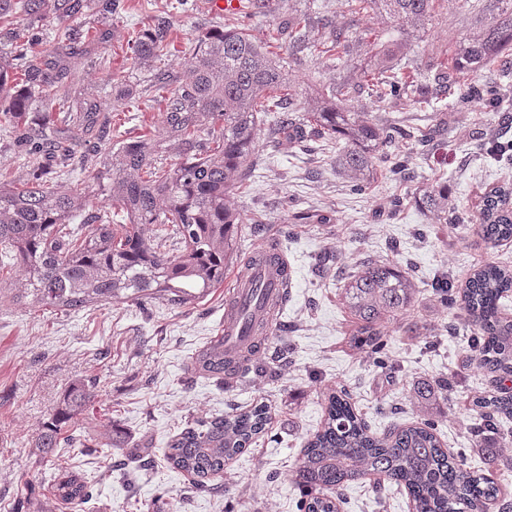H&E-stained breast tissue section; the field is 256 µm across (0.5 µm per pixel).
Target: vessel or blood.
<instances>
[{"label":"vessel or blood","instance_id":"b4317fda","mask_svg":"<svg viewBox=\"0 0 512 512\" xmlns=\"http://www.w3.org/2000/svg\"><path fill=\"white\" fill-rule=\"evenodd\" d=\"M287 288L285 279L275 265L264 257H257L249 271L235 283L232 291L234 306L244 307V314H233L224 320L220 336L225 351H232L251 344L252 337L246 329L247 319H260L268 303L283 300Z\"/></svg>","mask_w":512,"mask_h":512}]
</instances>
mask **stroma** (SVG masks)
<instances>
[{
  "mask_svg": "<svg viewBox=\"0 0 512 512\" xmlns=\"http://www.w3.org/2000/svg\"><path fill=\"white\" fill-rule=\"evenodd\" d=\"M176 2L128 0L129 10L113 20L112 38L100 49L103 65H92L78 51L72 70L92 85L106 71H130L134 31L149 16L168 13L170 51L161 64L182 71L190 59L185 48L202 31L236 21L217 0H192L186 12ZM284 11L325 16L351 40L347 62L337 66L315 52L295 60L287 48L277 49L295 104L310 106L323 86L347 80L357 87L348 101L352 110L395 125L434 128L435 138L423 151L403 141L387 148L391 157L411 155L410 181L395 180L384 163L377 180L356 191L337 171L334 143L301 148L261 132L257 166L232 201L244 224L239 251L254 252L266 238L279 239L295 280L281 316L285 329L274 332L269 348L258 354L260 362H275L272 376L254 374L228 388L192 369L198 352L224 328L230 286L183 306L160 297L64 311L13 301L17 276L1 277L0 512H300L301 491L291 471L324 422V391L345 388L357 412L380 433L416 422L411 387L420 379L448 380V399L431 414L437 434L468 469H484L481 448L494 433L480 428L470 402L490 390V379L466 365L472 331L456 309L434 304L431 287L446 271L461 285L483 264L512 267V243L494 245L476 231L483 194L512 183V154L496 148L512 142V73L499 63L482 70L481 84L499 98L495 105L461 90L431 110L399 100L386 105L359 73L393 26L386 14L351 11L346 0H287ZM497 12V0H437L425 30L402 50V64L443 56ZM443 185L459 210V224L436 223L417 204L424 192ZM306 214L312 222H303ZM318 215L329 216V223H315ZM374 261L397 264L421 288L414 305L387 327L388 370L350 349L354 324L342 300L347 278ZM410 324L424 327L432 346L412 340ZM89 377L99 395L78 418L82 434L100 437L113 423L125 442L108 457L97 448L69 450L67 466L93 489L91 500L71 508L52 491L56 457L40 456L33 440L65 389ZM259 402L270 408V424L248 453L210 478V490L195 491L193 478L166 462L167 444L185 424ZM338 509L412 512V502L404 488L364 478L342 488Z\"/></svg>",
  "mask_w": 512,
  "mask_h": 512,
  "instance_id": "35a3bbf8",
  "label": "stroma"
}]
</instances>
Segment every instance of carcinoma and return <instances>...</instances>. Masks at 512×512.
<instances>
[{
  "label": "carcinoma",
  "instance_id": "obj_1",
  "mask_svg": "<svg viewBox=\"0 0 512 512\" xmlns=\"http://www.w3.org/2000/svg\"><path fill=\"white\" fill-rule=\"evenodd\" d=\"M512 0L482 31L466 36L451 59L436 62V91L421 73L398 63V53L414 31L425 28L436 0H348L355 10L381 9L392 18L393 32L376 52L368 74L379 99L403 98L419 108L434 107L439 93L463 77L512 56ZM124 0H0V139L17 148L24 178L0 181V269L18 265L24 287L17 301L67 310L110 305L112 299L138 301L169 296L185 304L224 285L237 256L242 233L240 213L230 196L250 175L257 159L263 115L275 112L279 139L304 143L319 139L343 142L338 169L356 184L377 175L381 151L412 131L386 126L347 107L353 87L330 85L304 114L284 111L288 74L269 43L248 25L213 29L195 39L193 62L185 72L158 70L150 79L158 92L161 125L129 141L112 143V109L134 107L147 98L148 87L127 75L107 71L103 83L87 86L69 66L75 44L87 39L85 52L108 41L110 29L81 26L93 14L100 20L120 17ZM170 22L158 20L136 33L130 50L145 66L164 55ZM307 18L284 19L277 33L288 32V49L307 46ZM53 44L47 58L37 47ZM319 52L334 60L348 53L343 34L325 23ZM28 60L22 77L10 72L4 56ZM66 113L81 131L62 136L53 111ZM102 152L100 166L87 175L91 192L81 196L59 191L52 180L77 170L90 151ZM174 160L164 163L163 154ZM448 186L423 194L422 204L448 214ZM479 232L491 243L512 240V185L500 186L482 200ZM179 253L167 249V240ZM512 291V269L487 263L475 270L462 289L464 324L471 327L473 367L495 374L494 389L476 396L474 410L484 425L512 418V319L502 317V300ZM414 278L392 262L361 265L344 285V301L356 320L350 338L358 353L371 356L385 345L382 327L412 305ZM433 294L440 306L456 304L455 281L441 273ZM260 344L224 355V345H209L196 357L197 371L224 378H245L253 369ZM421 399L448 398V381L419 382ZM97 397V381L73 382L38 429L35 447L60 456L61 448L80 442L75 420ZM325 419L307 441L292 472L301 490L303 512H336L333 496L350 481L376 475L404 487L415 512H485L500 493L488 477L498 467H512V441L485 449L487 472L463 468L442 447L431 422L390 428L380 434L368 425L344 390L324 393ZM267 405L187 425L165 451L172 468L195 477L199 490L224 472V463L247 452L270 423ZM121 432L109 426L96 444L112 454L122 448ZM58 500L83 504L90 485L58 468L53 483Z\"/></svg>",
  "mask_w": 512,
  "mask_h": 512
}]
</instances>
